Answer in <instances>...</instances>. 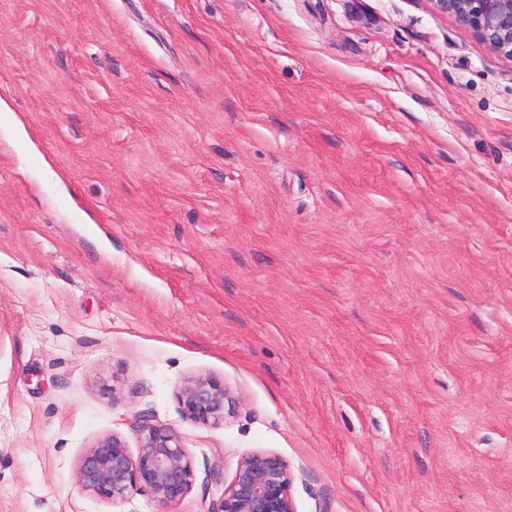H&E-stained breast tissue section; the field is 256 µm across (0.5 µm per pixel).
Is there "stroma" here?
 I'll use <instances>...</instances> for the list:
<instances>
[{
	"instance_id": "35a3bbf8",
	"label": "stroma",
	"mask_w": 512,
	"mask_h": 512,
	"mask_svg": "<svg viewBox=\"0 0 512 512\" xmlns=\"http://www.w3.org/2000/svg\"><path fill=\"white\" fill-rule=\"evenodd\" d=\"M0 96V512H159L74 482L143 412L170 512L252 452L296 512H512V61L430 0H0ZM182 415L202 425H220L234 414L237 396L223 381L210 376L187 379L178 394Z\"/></svg>"
}]
</instances>
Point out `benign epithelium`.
<instances>
[{
	"instance_id": "1",
	"label": "benign epithelium",
	"mask_w": 512,
	"mask_h": 512,
	"mask_svg": "<svg viewBox=\"0 0 512 512\" xmlns=\"http://www.w3.org/2000/svg\"><path fill=\"white\" fill-rule=\"evenodd\" d=\"M440 14L454 18L494 53L512 61V0H431ZM182 415L202 425H220L234 414L238 398L224 382L193 377L178 394ZM137 454L118 434L105 435L80 457L75 481L102 502L118 504L137 488H147L163 508L181 501L196 479L192 459L177 431L142 414L136 427ZM294 474L278 454L242 456L222 500L211 512H295Z\"/></svg>"
}]
</instances>
